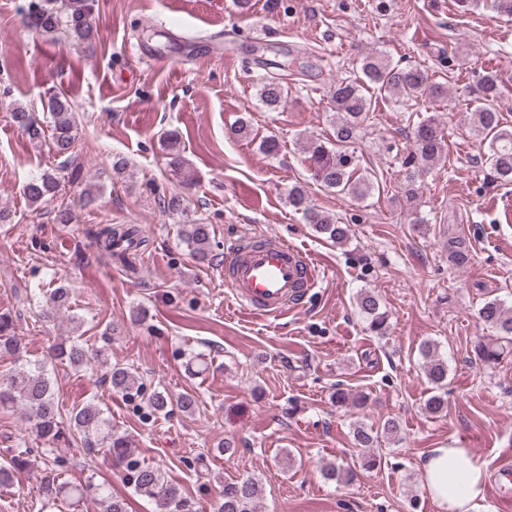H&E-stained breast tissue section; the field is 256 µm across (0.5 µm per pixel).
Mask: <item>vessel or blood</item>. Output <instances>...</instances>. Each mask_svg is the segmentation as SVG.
Masks as SVG:
<instances>
[{"instance_id":"1","label":"vessel or blood","mask_w":512,"mask_h":512,"mask_svg":"<svg viewBox=\"0 0 512 512\" xmlns=\"http://www.w3.org/2000/svg\"><path fill=\"white\" fill-rule=\"evenodd\" d=\"M317 278L306 253L276 235L240 243L224 258V282L234 299L260 316H279L302 303Z\"/></svg>"}]
</instances>
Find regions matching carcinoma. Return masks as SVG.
I'll use <instances>...</instances> for the list:
<instances>
[{"label": "carcinoma", "instance_id": "1", "mask_svg": "<svg viewBox=\"0 0 512 512\" xmlns=\"http://www.w3.org/2000/svg\"><path fill=\"white\" fill-rule=\"evenodd\" d=\"M92 0H30L27 17L37 31L52 37L63 36L79 43L95 38L88 19L92 12ZM374 90L376 96L407 107L422 99H443L448 90L430 80L426 69L414 65L394 63L383 51L364 56L359 62L358 74L336 80L329 91V104L334 112L335 144L329 146L314 137L302 140L301 151L311 166L312 176L321 186L338 194L353 198L367 197L373 185L369 177L360 172L358 157L350 144L359 136L366 122L371 120L372 98L364 91ZM502 92V77L494 70L478 75L476 105L469 109L468 120L471 129L487 144L485 163L505 184L512 183V126L504 124L497 101ZM257 94L261 103L270 111L278 109L285 98V86L279 78L261 76L258 79ZM46 112L50 116L51 145L59 155L67 156L65 174L45 171L31 178L24 187L29 202L38 207L51 200L59 192L61 181L72 183L81 177L82 167L75 162L79 119L73 111L69 98L54 93L47 98ZM13 120L22 126L31 140H44V130L39 121L24 108L12 110ZM413 170L406 175L405 192L415 194V181L419 172L438 161L446 150V134L443 124L434 118L423 119L415 124L412 132ZM163 144L169 151L170 165L179 170L185 163L179 148L178 138L172 133L162 136ZM289 204L302 213L306 223L314 226L317 233L343 244L349 238V228L310 202L309 196L300 186H294L288 193ZM138 228L132 224H105L90 231L92 246L102 257L119 256L126 258L124 250L138 249L146 245L144 238H136ZM183 239L191 255L201 261L213 259V240L210 226L200 222L188 224L183 229ZM470 241L459 232L448 233V262L463 268L470 262ZM21 304L34 301L43 303L44 315L53 316L69 305L70 293L63 286L44 290L25 288L17 291ZM356 306L376 336L387 335L389 313L379 297L370 288H362L356 295ZM478 319L493 336L489 342L475 345V354L482 362H496L504 352V345L512 344V304L499 297L486 299L478 309ZM425 376L434 389L427 402L429 413L438 416L447 408L445 386L448 379V361L438 351L433 341H425L420 347ZM0 358L20 363L14 371L0 376V408L8 411L20 408L26 411L32 425V432L38 440L32 448L27 441L20 440V446L11 451L5 461L0 462V483L11 479L15 473L25 470L29 457L38 456L43 460L44 469L40 484L43 507L50 509L67 506L74 509L91 496L101 506L102 512H127L124 500L112 494V485L97 483L94 477L74 482L65 477L66 461L55 455L56 445L63 441L77 440L89 453L100 448L124 469V479L134 492L151 500L154 512H196L195 503L179 485L165 479L162 472L141 462L129 446L125 436L112 431V424L105 410L94 402H87L67 413H62L55 398L52 372L56 365H67L80 369L97 361L106 365L102 378L109 381L118 393L130 394L141 388L136 371L127 366L107 365L102 349L89 350L77 340L55 345L46 359L27 360L20 350L19 337L15 336V324L9 313L0 314ZM184 411L196 406L193 394L185 392L172 399L166 392L157 391L151 395L150 408L164 411L171 405ZM399 423L393 418L384 420L378 427L362 423L353 425L356 444L370 453V459L363 463L369 468L375 464V448L380 438L397 434ZM263 490L253 477L224 484L222 495L212 506V512H263Z\"/></svg>", "mask_w": 512, "mask_h": 512}]
</instances>
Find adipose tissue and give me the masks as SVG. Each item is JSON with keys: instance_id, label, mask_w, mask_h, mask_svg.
Listing matches in <instances>:
<instances>
[{"instance_id": "1", "label": "adipose tissue", "mask_w": 512, "mask_h": 512, "mask_svg": "<svg viewBox=\"0 0 512 512\" xmlns=\"http://www.w3.org/2000/svg\"><path fill=\"white\" fill-rule=\"evenodd\" d=\"M422 486L441 512H477L486 501V471L464 448H434L423 459Z\"/></svg>"}]
</instances>
